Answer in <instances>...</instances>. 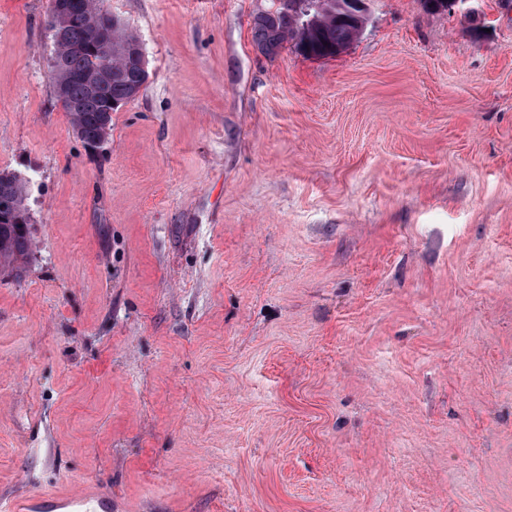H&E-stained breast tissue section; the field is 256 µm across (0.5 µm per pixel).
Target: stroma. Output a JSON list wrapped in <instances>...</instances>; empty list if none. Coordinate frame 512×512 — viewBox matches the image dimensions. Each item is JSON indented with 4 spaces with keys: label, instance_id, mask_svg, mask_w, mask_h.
I'll list each match as a JSON object with an SVG mask.
<instances>
[{
    "label": "stroma",
    "instance_id": "stroma-1",
    "mask_svg": "<svg viewBox=\"0 0 512 512\" xmlns=\"http://www.w3.org/2000/svg\"><path fill=\"white\" fill-rule=\"evenodd\" d=\"M265 0H100L149 79L87 150L49 0H0V499L512 512V0H372L267 58ZM5 171H0V198L10 201L12 209L0 211V271L20 276L33 247L28 193L25 179Z\"/></svg>",
    "mask_w": 512,
    "mask_h": 512
}]
</instances>
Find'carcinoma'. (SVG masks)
<instances>
[{"instance_id":"carcinoma-1","label":"carcinoma","mask_w":512,"mask_h":512,"mask_svg":"<svg viewBox=\"0 0 512 512\" xmlns=\"http://www.w3.org/2000/svg\"><path fill=\"white\" fill-rule=\"evenodd\" d=\"M303 0H268L264 12L255 15L252 34L258 49L272 57L285 46L306 59L322 60L337 56V49L357 39L354 23L336 18V0H319L314 21L301 10ZM61 25L67 36L55 52L65 57L63 70L54 76V86L63 87L73 107L65 108L73 131L84 143L106 139L111 128L100 124L101 114L136 98L143 84L141 49L138 38L119 19L104 11L94 0H73L67 16L50 19V26ZM109 34L112 53L97 41ZM112 69V79L93 92L87 90L80 75L97 66ZM0 198L12 203V209L0 212V271L21 275L32 253L26 180L15 173L0 171Z\"/></svg>"}]
</instances>
